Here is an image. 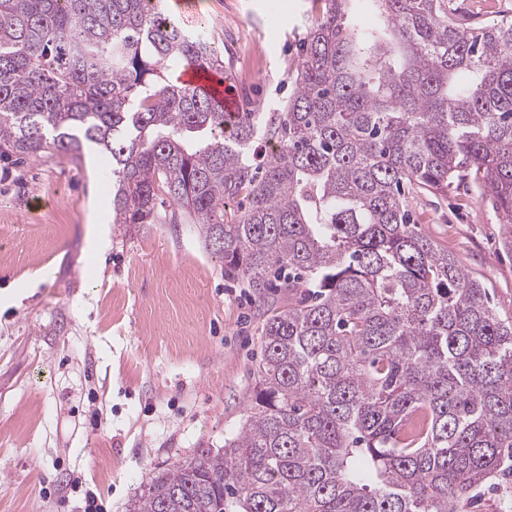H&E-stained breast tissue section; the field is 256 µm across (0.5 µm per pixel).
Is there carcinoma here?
<instances>
[{
    "label": "carcinoma",
    "instance_id": "carcinoma-1",
    "mask_svg": "<svg viewBox=\"0 0 512 512\" xmlns=\"http://www.w3.org/2000/svg\"><path fill=\"white\" fill-rule=\"evenodd\" d=\"M318 2L282 107L230 116L168 80L224 57L162 0H0V155L99 145L112 223L194 224L258 300L293 296L238 433L132 512H458L512 471V321L405 194L472 184L512 224V14Z\"/></svg>",
    "mask_w": 512,
    "mask_h": 512
}]
</instances>
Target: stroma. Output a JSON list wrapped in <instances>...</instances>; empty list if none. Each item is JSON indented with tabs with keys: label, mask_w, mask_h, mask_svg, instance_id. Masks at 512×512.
<instances>
[{
	"label": "stroma",
	"mask_w": 512,
	"mask_h": 512,
	"mask_svg": "<svg viewBox=\"0 0 512 512\" xmlns=\"http://www.w3.org/2000/svg\"><path fill=\"white\" fill-rule=\"evenodd\" d=\"M315 0H181L182 26L214 40L239 92L265 108L292 91ZM259 46L241 64L238 41ZM99 152L0 158V512H129L153 473L219 450L255 387L258 304L191 224L112 221V170ZM417 229L484 284L512 321V224L455 189L415 194ZM106 248L89 255L92 230Z\"/></svg>",
	"instance_id": "stroma-1"
}]
</instances>
